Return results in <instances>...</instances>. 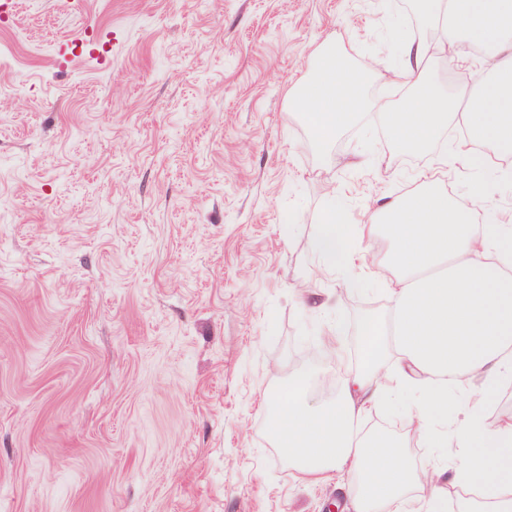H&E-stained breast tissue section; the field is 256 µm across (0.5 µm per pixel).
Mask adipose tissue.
Returning <instances> with one entry per match:
<instances>
[{
    "label": "adipose tissue",
    "mask_w": 512,
    "mask_h": 512,
    "mask_svg": "<svg viewBox=\"0 0 512 512\" xmlns=\"http://www.w3.org/2000/svg\"><path fill=\"white\" fill-rule=\"evenodd\" d=\"M414 7L424 18L442 19L446 34L437 50L450 62H464L467 48L477 46L490 64L472 66L477 79L460 106L427 74L435 49L423 40L405 41L396 67L370 74L411 90L400 108L378 106L390 139L424 150L443 128L460 125L457 154L472 168L499 169L512 158V0H414ZM312 57L309 76L289 96L303 105L323 149L361 116L366 76L328 45ZM421 181L406 196L382 197L359 229L367 242L385 230L396 271L389 313L365 324L359 367L329 405L309 401V373L290 375L273 397L272 434L281 455L302 473H351L354 512H447L448 497L439 489L427 499H407L418 476L399 439L361 431L370 411L400 405L409 388L415 397L402 412L427 447L442 445L429 422L457 417L453 436L460 454L449 464V483L480 491L478 501H461L459 512H512V422L493 424L485 415L505 372H512V225L476 220L477 210L488 207L483 183H471L462 203L432 176ZM314 249L323 271L358 283V255L337 225H322ZM393 351L400 362L391 373L386 359ZM464 388L471 392L465 408L457 397Z\"/></svg>",
    "instance_id": "obj_1"
}]
</instances>
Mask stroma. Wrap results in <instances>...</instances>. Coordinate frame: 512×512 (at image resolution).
Instances as JSON below:
<instances>
[{"mask_svg": "<svg viewBox=\"0 0 512 512\" xmlns=\"http://www.w3.org/2000/svg\"><path fill=\"white\" fill-rule=\"evenodd\" d=\"M92 27L104 61L56 57ZM435 32L411 0H0V512H351L266 404L356 366L360 314L388 312L317 276L320 219L471 172L371 107L318 152L286 94L323 42L367 73ZM404 441L420 469L456 454Z\"/></svg>", "mask_w": 512, "mask_h": 512, "instance_id": "1", "label": "stroma"}]
</instances>
